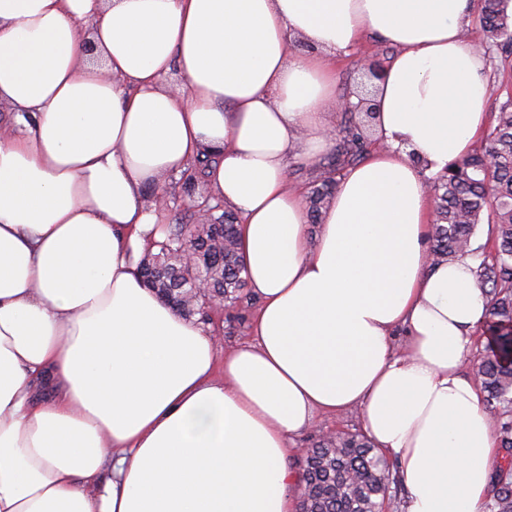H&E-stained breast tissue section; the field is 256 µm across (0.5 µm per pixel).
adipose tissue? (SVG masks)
I'll use <instances>...</instances> for the list:
<instances>
[{
  "label": "adipose tissue",
  "mask_w": 512,
  "mask_h": 512,
  "mask_svg": "<svg viewBox=\"0 0 512 512\" xmlns=\"http://www.w3.org/2000/svg\"><path fill=\"white\" fill-rule=\"evenodd\" d=\"M472 11L0 0V512H296L291 442L354 410L402 512H485L495 436L465 366L487 299L472 258L430 265L426 191L488 122ZM368 34L396 49L377 145L312 237L288 170L332 146L335 62ZM205 153L259 301L225 350L138 276L152 192Z\"/></svg>",
  "instance_id": "adipose-tissue-1"
}]
</instances>
